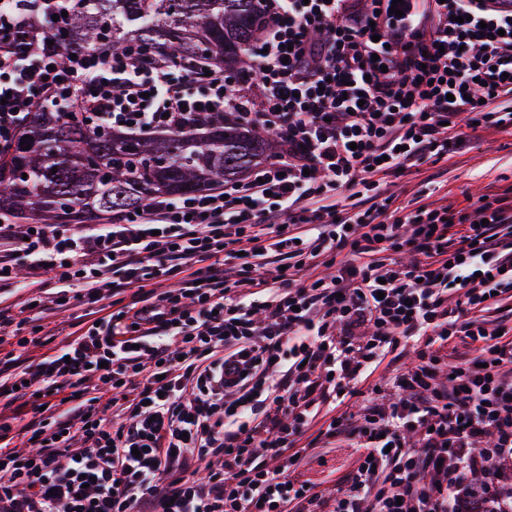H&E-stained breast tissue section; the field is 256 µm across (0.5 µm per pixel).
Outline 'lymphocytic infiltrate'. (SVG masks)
Instances as JSON below:
<instances>
[{
	"label": "lymphocytic infiltrate",
	"mask_w": 512,
	"mask_h": 512,
	"mask_svg": "<svg viewBox=\"0 0 512 512\" xmlns=\"http://www.w3.org/2000/svg\"><path fill=\"white\" fill-rule=\"evenodd\" d=\"M53 2L0 0V149L75 106L133 133L229 112L279 151L94 228L0 215V288L24 261L94 315L0 376L33 414L27 451L0 424V512H512V328L482 316L512 290V196L376 197L473 126L512 129V0H258L244 71L210 74L135 46L64 60ZM403 345L413 364L371 383ZM331 446L352 462L328 489L304 470Z\"/></svg>",
	"instance_id": "obj_1"
}]
</instances>
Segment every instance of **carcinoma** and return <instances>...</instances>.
<instances>
[{"instance_id": "1", "label": "carcinoma", "mask_w": 512, "mask_h": 512, "mask_svg": "<svg viewBox=\"0 0 512 512\" xmlns=\"http://www.w3.org/2000/svg\"><path fill=\"white\" fill-rule=\"evenodd\" d=\"M57 8L68 13L57 32L66 49L136 45L186 67H238L259 22L257 0H59ZM18 141L0 151V212L26 224L102 221L155 196L219 186L268 158L260 129L229 116L154 137H103L83 112L42 110Z\"/></svg>"}]
</instances>
